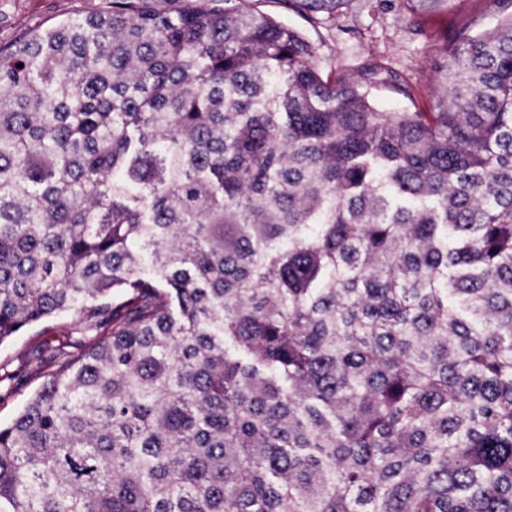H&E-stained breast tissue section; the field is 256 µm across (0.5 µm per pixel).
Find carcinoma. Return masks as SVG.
Listing matches in <instances>:
<instances>
[{"label":"carcinoma","instance_id":"cac0c4a2","mask_svg":"<svg viewBox=\"0 0 512 512\" xmlns=\"http://www.w3.org/2000/svg\"><path fill=\"white\" fill-rule=\"evenodd\" d=\"M350 0H289L315 23ZM379 112L250 0L0 48V512H512V0ZM70 317L61 315L41 325L31 327L0 347V377L11 379L0 382V423L9 422L18 412L26 397L38 384L26 365L27 361L45 359L42 342L50 336H62L72 331ZM46 331L42 335L43 331Z\"/></svg>","mask_w":512,"mask_h":512}]
</instances>
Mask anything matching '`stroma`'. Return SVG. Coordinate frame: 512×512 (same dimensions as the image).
I'll use <instances>...</instances> for the list:
<instances>
[{
    "instance_id": "stroma-1",
    "label": "stroma",
    "mask_w": 512,
    "mask_h": 512,
    "mask_svg": "<svg viewBox=\"0 0 512 512\" xmlns=\"http://www.w3.org/2000/svg\"><path fill=\"white\" fill-rule=\"evenodd\" d=\"M97 0H0V46L37 29L84 13ZM253 9L302 31L316 48L323 71L358 77L362 68H381L378 83L369 85L373 104L383 112L428 106L438 89L435 51L467 25L482 31L500 22L494 0H446L410 14L402 0H350L333 19L315 26L289 8L286 0H251ZM71 330L68 316L51 318L0 345V423L9 422L36 385L27 363L43 358L45 336Z\"/></svg>"
}]
</instances>
